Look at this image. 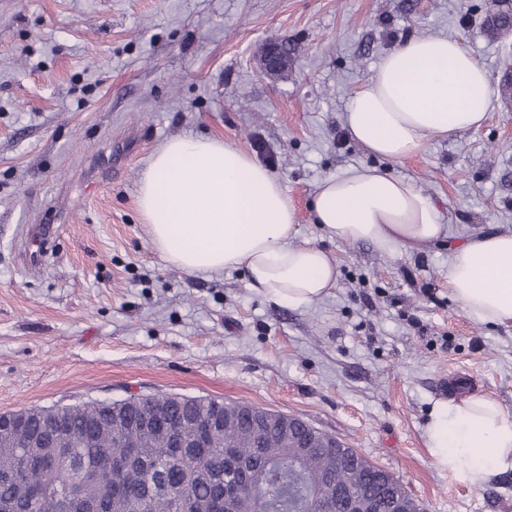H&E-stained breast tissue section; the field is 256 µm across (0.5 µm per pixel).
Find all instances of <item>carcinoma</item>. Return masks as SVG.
I'll return each mask as SVG.
<instances>
[{
  "label": "carcinoma",
  "instance_id": "obj_1",
  "mask_svg": "<svg viewBox=\"0 0 512 512\" xmlns=\"http://www.w3.org/2000/svg\"><path fill=\"white\" fill-rule=\"evenodd\" d=\"M484 27L511 32L512 11L488 10ZM249 408L160 394L0 414L32 441H0V512H344L363 491L388 512H423L341 441L304 451L298 417L266 412L257 444ZM149 416L161 426L145 429Z\"/></svg>",
  "mask_w": 512,
  "mask_h": 512
}]
</instances>
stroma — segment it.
<instances>
[{
  "label": "stroma",
  "instance_id": "stroma-1",
  "mask_svg": "<svg viewBox=\"0 0 512 512\" xmlns=\"http://www.w3.org/2000/svg\"><path fill=\"white\" fill-rule=\"evenodd\" d=\"M512 0H0V414L155 393L293 415L390 472L425 512H512V469L481 489L425 445L448 377L512 413V324L465 315L448 243L394 257L330 237L308 208L323 179L370 165L412 180L449 241L512 231V103L401 162L344 128L350 94L416 36L460 40L493 85L512 78ZM292 49L271 74L262 52ZM222 139L277 175L297 242L338 263L299 308L242 271L190 275L154 251L137 208L150 155ZM484 27L492 36L512 31V11L489 9L484 18Z\"/></svg>",
  "mask_w": 512,
  "mask_h": 512
}]
</instances>
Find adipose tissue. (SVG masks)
<instances>
[{
  "label": "adipose tissue",
  "mask_w": 512,
  "mask_h": 512,
  "mask_svg": "<svg viewBox=\"0 0 512 512\" xmlns=\"http://www.w3.org/2000/svg\"><path fill=\"white\" fill-rule=\"evenodd\" d=\"M494 89L485 68L455 38L413 37L387 53L350 95L349 137L399 162L435 137L480 128ZM138 209L154 250L190 274L244 269L250 287L278 304L308 306L336 284L327 253L295 243L297 210L279 178L222 139H170L139 179ZM314 221L348 243L395 255L448 235L434 203L410 180L360 166L321 182ZM448 290L468 316L512 321V231L450 245ZM434 460L460 482L483 487L512 469V414L486 396L436 402L426 428Z\"/></svg>",
  "instance_id": "1"
}]
</instances>
